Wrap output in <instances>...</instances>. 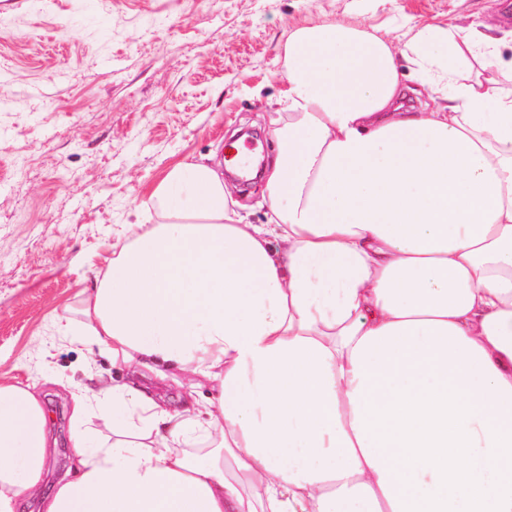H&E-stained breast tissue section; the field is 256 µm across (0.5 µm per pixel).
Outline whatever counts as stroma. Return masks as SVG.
Listing matches in <instances>:
<instances>
[{
	"mask_svg": "<svg viewBox=\"0 0 512 512\" xmlns=\"http://www.w3.org/2000/svg\"><path fill=\"white\" fill-rule=\"evenodd\" d=\"M330 23L378 29L401 50L427 23L499 36L512 0H0V380L61 413L45 490L78 469L73 394L132 381L171 409L209 398L177 366L132 370L48 328H86L81 290L167 169L223 156L241 129L278 154L288 36Z\"/></svg>",
	"mask_w": 512,
	"mask_h": 512,
	"instance_id": "stroma-1",
	"label": "stroma"
}]
</instances>
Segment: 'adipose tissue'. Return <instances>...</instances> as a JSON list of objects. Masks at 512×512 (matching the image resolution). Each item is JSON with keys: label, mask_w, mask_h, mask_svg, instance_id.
Here are the masks:
<instances>
[{"label": "adipose tissue", "mask_w": 512, "mask_h": 512, "mask_svg": "<svg viewBox=\"0 0 512 512\" xmlns=\"http://www.w3.org/2000/svg\"><path fill=\"white\" fill-rule=\"evenodd\" d=\"M409 34L421 112L388 37L291 32L272 223L230 211L206 157L154 187L157 222L82 291L79 341L214 396L75 395L81 472L45 512H512V62L474 26ZM46 429L0 381V512L38 492Z\"/></svg>", "instance_id": "adipose-tissue-1"}]
</instances>
